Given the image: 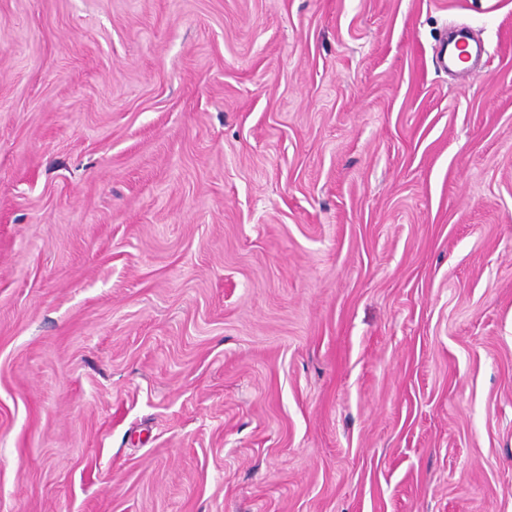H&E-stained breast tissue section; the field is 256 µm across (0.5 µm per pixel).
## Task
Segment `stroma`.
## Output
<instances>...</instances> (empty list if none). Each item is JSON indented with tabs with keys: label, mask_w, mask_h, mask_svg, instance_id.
I'll list each match as a JSON object with an SVG mask.
<instances>
[{
	"label": "stroma",
	"mask_w": 512,
	"mask_h": 512,
	"mask_svg": "<svg viewBox=\"0 0 512 512\" xmlns=\"http://www.w3.org/2000/svg\"><path fill=\"white\" fill-rule=\"evenodd\" d=\"M0 512H512V0H0Z\"/></svg>",
	"instance_id": "stroma-1"
}]
</instances>
